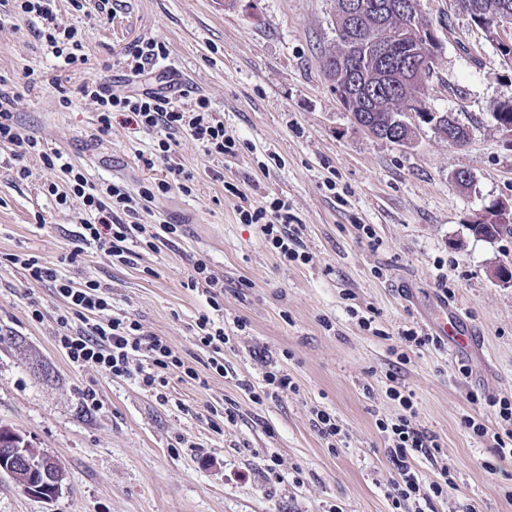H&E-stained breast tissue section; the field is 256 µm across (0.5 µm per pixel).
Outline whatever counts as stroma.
Wrapping results in <instances>:
<instances>
[{
	"mask_svg": "<svg viewBox=\"0 0 512 512\" xmlns=\"http://www.w3.org/2000/svg\"><path fill=\"white\" fill-rule=\"evenodd\" d=\"M53 9L60 27L81 33L87 64L60 68L34 20L0 26L1 80L19 86L29 72L60 76L59 85L23 94L22 133L63 152L92 183L138 189L167 173L164 163L143 164L164 132L136 131L117 112L100 133L97 106L79 89L101 78L126 95L176 73L186 89L178 105L188 110L206 96L242 146L214 158L178 135L172 159L191 173L189 188L143 203L140 221L177 224L179 236L134 248L126 264L93 246L69 264L63 257L86 212L77 203L58 209L44 194V184H63L64 175L37 158L26 161L29 177L16 179L15 147L0 143V423L64 471L63 491L50 502L0 481V512H393L392 465L376 422L400 411L387 394L394 367L413 394L416 425L447 448L456 484L423 512H512V459L489 474L486 442L462 422L470 415L499 428L470 392L512 398V284L494 275L495 267L512 269V236L486 240L469 230L492 204L512 205V137L492 117L493 103L512 90V64L455 0H421L442 43L423 106L468 125L461 146L427 125L400 145L355 123L323 69L336 0H109L103 9L87 0L80 11L55 0ZM145 38L164 40L169 56L136 78L120 57ZM64 93L70 105H61ZM460 170L473 177L468 189L454 182ZM228 182L254 204L286 200L305 226L310 261H285L258 225L240 223ZM361 224L370 235L359 234ZM12 253L108 284L113 314L165 339L199 380L168 372L162 405L137 381L72 366L54 343L62 300L10 264ZM199 259L224 281L222 310L210 311L205 295L185 286ZM441 297L477 330L480 351L455 358L443 344L401 342L403 330H428ZM33 300L45 309L43 322L29 317ZM205 312L229 336L220 374L194 335ZM362 316L371 329L360 326ZM463 364L469 376L459 374ZM272 366L297 390L254 403L245 387L261 386ZM88 389L99 409L85 408ZM229 405L236 423L213 430L210 407ZM314 407L341 425L336 449L314 429ZM272 455L282 461L277 476L267 470Z\"/></svg>",
	"mask_w": 512,
	"mask_h": 512,
	"instance_id": "obj_1",
	"label": "stroma"
}]
</instances>
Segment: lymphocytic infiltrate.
I'll return each mask as SVG.
<instances>
[{
    "instance_id": "f902f5d3",
    "label": "lymphocytic infiltrate",
    "mask_w": 512,
    "mask_h": 512,
    "mask_svg": "<svg viewBox=\"0 0 512 512\" xmlns=\"http://www.w3.org/2000/svg\"><path fill=\"white\" fill-rule=\"evenodd\" d=\"M53 0H11L15 16L38 19L41 26L39 38L54 47L63 66L86 64L88 56L77 29L60 28L52 7ZM83 96L97 106V125L100 132L112 127V115L127 113L131 123L143 131H166L168 137L160 141L158 159H146V166L156 161L167 164L168 178L141 185L138 191L120 183L97 188L88 181L84 172L63 154L45 149L32 136L22 135L16 119L19 92L0 80V142L15 145L14 159L18 179H27L30 170L25 164L27 157H38L44 167L61 170L66 176L65 187L48 184L46 191L54 196L58 205L80 203L89 211L93 220L83 225L77 236L78 244L68 254V262H76L84 247L93 246L108 257L125 258L127 244L145 233V225L139 224L137 201H153L166 195L172 188L184 187L190 175L180 166L171 164L172 136L189 135L200 142L208 155L221 157L234 153L235 137L228 135L223 121L217 119L206 96L195 99L192 110L176 105L169 92L144 90L126 96L113 94L108 83L97 80L84 85ZM241 223L259 225L263 238L284 260L305 263L309 255L303 247L302 225L296 224L287 201L276 199L269 203L237 206ZM11 263L24 268L30 278L50 283L65 303L63 312L55 321L58 325L54 338L56 346L66 358L79 367H92L112 378H131L147 391L153 392L160 402H168L166 372L179 370L189 379H198L197 370L189 365L163 338L146 333L141 323L132 317H114L111 307L110 288L101 282L87 278L81 281L63 279L54 263L38 257L19 253L10 255ZM389 395L398 401L402 414L393 420H378L377 428L388 440L389 459L394 476L390 482L394 508L420 507L431 498L447 495L453 484L448 478V455L435 437L414 424V402L411 394L402 386L390 387ZM480 405L491 410L501 421L498 432H489L480 419L469 416L464 420L467 429L489 442L494 458L512 457V399L483 397ZM425 457L440 464L437 481L422 485L415 470L418 457Z\"/></svg>"
}]
</instances>
